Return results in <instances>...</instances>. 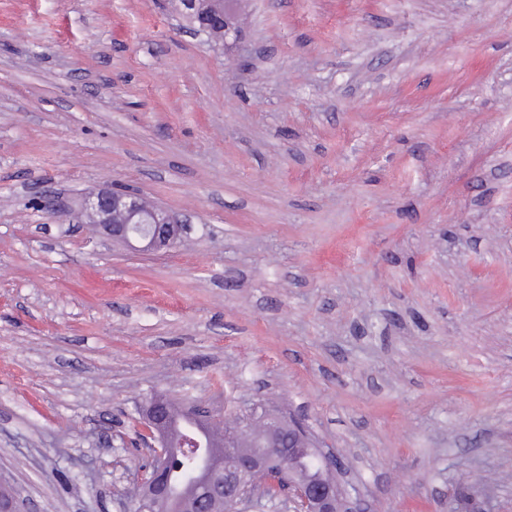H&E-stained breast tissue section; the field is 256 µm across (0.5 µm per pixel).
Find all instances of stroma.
<instances>
[{
    "instance_id": "stroma-1",
    "label": "stroma",
    "mask_w": 512,
    "mask_h": 512,
    "mask_svg": "<svg viewBox=\"0 0 512 512\" xmlns=\"http://www.w3.org/2000/svg\"><path fill=\"white\" fill-rule=\"evenodd\" d=\"M0 0V475L128 512L160 392L294 415L366 512H512V0ZM186 218L140 255L77 206ZM234 1L226 0H174L176 9L182 17L189 19L190 24L196 31L206 32L211 38L221 39L224 41L232 39L236 42L240 39L241 30L238 16L233 9L229 7ZM216 27L223 26V30L219 29L209 31L211 25ZM209 31V32H207Z\"/></svg>"
}]
</instances>
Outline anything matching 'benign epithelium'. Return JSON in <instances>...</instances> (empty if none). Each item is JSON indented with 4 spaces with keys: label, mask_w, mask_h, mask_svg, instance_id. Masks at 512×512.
Returning <instances> with one entry per match:
<instances>
[{
    "label": "benign epithelium",
    "mask_w": 512,
    "mask_h": 512,
    "mask_svg": "<svg viewBox=\"0 0 512 512\" xmlns=\"http://www.w3.org/2000/svg\"><path fill=\"white\" fill-rule=\"evenodd\" d=\"M232 0H174L179 14L189 19L199 32L221 26L224 39L237 41L241 30L238 16L230 8ZM80 216L97 225L100 235L125 245L130 251L154 254L172 248L180 240L186 221L180 216L147 202L133 191L103 189L86 194ZM152 448L154 464L137 481L133 512H148L161 506L166 512H228L236 504L251 500L256 486L246 483L253 475H266L269 482L261 493L275 498L269 487L283 486L288 512H356L348 502L332 471L338 465L332 456L314 448L306 430L298 422L269 415L259 433L229 431L224 435V453L211 451L205 435L186 434L179 447H172L170 434L176 416L203 430L216 422L207 407H181L157 394L140 408ZM184 455L200 460L203 469L177 495L168 467V458ZM317 460L324 479L313 483L304 472L309 459Z\"/></svg>",
    "instance_id": "1"
}]
</instances>
